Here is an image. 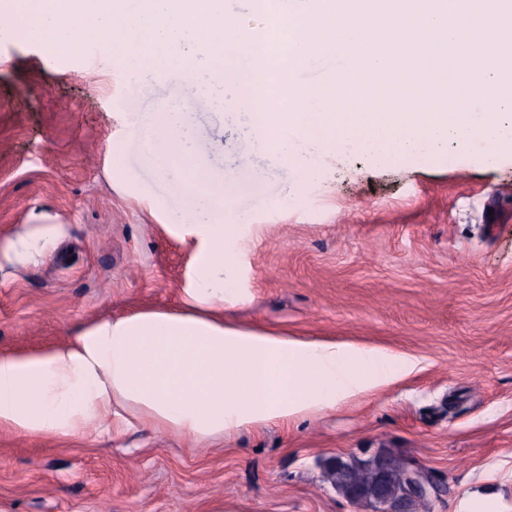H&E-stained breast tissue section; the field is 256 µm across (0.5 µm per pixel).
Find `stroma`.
I'll use <instances>...</instances> for the list:
<instances>
[{
  "label": "stroma",
  "instance_id": "35a3bbf8",
  "mask_svg": "<svg viewBox=\"0 0 512 512\" xmlns=\"http://www.w3.org/2000/svg\"><path fill=\"white\" fill-rule=\"evenodd\" d=\"M182 78L150 87L120 46L85 56L0 38V239L31 209L63 231L0 262V348L32 351L133 306L178 307L192 249L168 232L192 203L155 135ZM202 165L236 232L232 317L315 340L384 347L420 368L285 424L191 446L137 428L67 441L0 431V512H372L324 477L383 452L437 485L414 512H512V145L455 142L432 159L329 150L314 177L248 140L235 95L195 107Z\"/></svg>",
  "mask_w": 512,
  "mask_h": 512
}]
</instances>
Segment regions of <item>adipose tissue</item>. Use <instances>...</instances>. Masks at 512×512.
Returning <instances> with one entry per match:
<instances>
[{"instance_id": "obj_1", "label": "adipose tissue", "mask_w": 512, "mask_h": 512, "mask_svg": "<svg viewBox=\"0 0 512 512\" xmlns=\"http://www.w3.org/2000/svg\"><path fill=\"white\" fill-rule=\"evenodd\" d=\"M264 34L224 13V0H0V31L62 51L79 35L122 44L132 74L147 62L174 64L186 92L169 106L163 132L176 147L173 167L195 157L189 120L196 104L221 103L234 90L253 135L285 146L319 125L336 146L384 157L431 155L447 141L497 149L512 133V0H304L278 11L251 0ZM288 32L272 60L271 33ZM350 60L309 92L299 74L316 55ZM491 90L483 111L472 100ZM358 104L355 112H310L306 101ZM391 128L394 138L378 137ZM195 221L178 225L194 245L182 309L136 308L92 319L66 339L31 352L0 349V430L74 439L101 426H131L191 443L225 431L301 419L387 387L418 370L417 358L382 348L308 340L224 317L237 303L227 286L224 200L186 182Z\"/></svg>"}]
</instances>
